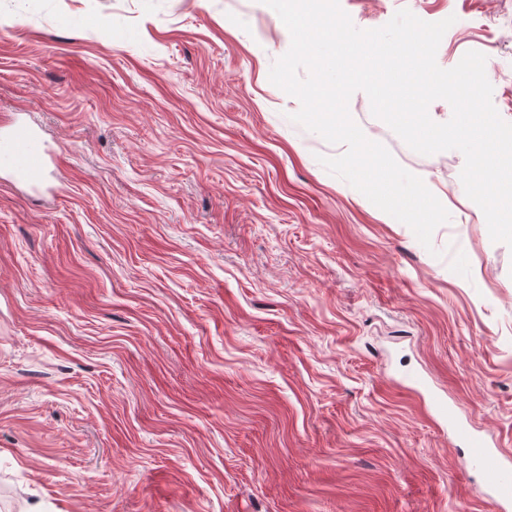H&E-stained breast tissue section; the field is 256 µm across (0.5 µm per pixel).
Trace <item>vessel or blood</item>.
Here are the masks:
<instances>
[{"label":"vessel or blood","mask_w":512,"mask_h":512,"mask_svg":"<svg viewBox=\"0 0 512 512\" xmlns=\"http://www.w3.org/2000/svg\"><path fill=\"white\" fill-rule=\"evenodd\" d=\"M49 158L46 142L21 119H13L7 133L0 137V160L30 185L36 186L43 181ZM439 412L449 432L467 443V453L461 461L462 469L492 475L489 499L494 512H512V457L463 428L451 408L443 405Z\"/></svg>","instance_id":"vessel-or-blood-1"}]
</instances>
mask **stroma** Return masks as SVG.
<instances>
[{"mask_svg":"<svg viewBox=\"0 0 512 512\" xmlns=\"http://www.w3.org/2000/svg\"><path fill=\"white\" fill-rule=\"evenodd\" d=\"M356 28L454 17L436 54L497 75L512 0H339ZM263 0H0V512H492L437 406L512 454V247L457 150L365 136L450 213L424 247L319 156L269 72ZM50 151L46 142L25 121L15 117L0 138V159L21 180L39 185L47 172Z\"/></svg>","mask_w":512,"mask_h":512,"instance_id":"stroma-1","label":"stroma"}]
</instances>
